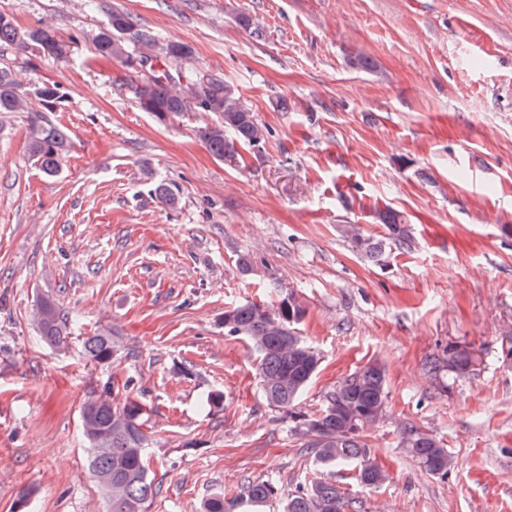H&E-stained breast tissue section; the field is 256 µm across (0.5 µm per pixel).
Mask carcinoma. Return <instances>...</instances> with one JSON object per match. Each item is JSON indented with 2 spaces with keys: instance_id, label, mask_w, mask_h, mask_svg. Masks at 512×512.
I'll use <instances>...</instances> for the list:
<instances>
[{
  "instance_id": "1",
  "label": "carcinoma",
  "mask_w": 512,
  "mask_h": 512,
  "mask_svg": "<svg viewBox=\"0 0 512 512\" xmlns=\"http://www.w3.org/2000/svg\"><path fill=\"white\" fill-rule=\"evenodd\" d=\"M95 53L107 59L149 68V75L135 85L139 108L161 123L182 114L194 104L205 112L219 116V123L208 128L203 141L208 151L219 160L233 161L238 145L260 146L267 130L254 118L242 96L229 83L184 79L182 74L154 69L158 58L179 62L192 57L193 49L185 43H158L154 34L143 29L138 17L123 11L109 14L107 24L94 38ZM28 50L54 48L63 53L64 43L51 26L22 29L10 15L0 13V48ZM38 100L43 111L52 112L61 101L57 85L43 84L32 93L22 92L12 78L10 68L0 67V112L28 114L30 132L27 151L40 171L56 176L70 148L64 128L49 121L42 111L31 107ZM385 236L375 238L364 233L357 224H344L340 232L351 249L377 265L385 262L392 247L411 241L410 228L403 216L393 210L378 213ZM305 314L302 305L290 297L277 306L243 304L224 311V331L252 342L257 353V374L268 405L288 412L302 433L311 437L309 447L315 459L325 466L359 462L358 481L365 486H379L388 474L370 460L362 433L382 416L386 400L385 369L368 364L341 381L330 392L321 411L314 415L295 412L296 402L318 369L320 358L294 326ZM33 321L43 341L56 349H66L70 341L69 315L49 298L38 301ZM119 340L112 331L102 329L81 339L84 357L90 362L104 363L112 359ZM469 351L455 347L448 363L431 362L438 374L448 369L458 376L471 367ZM144 406L128 395L119 397L115 388L106 387L92 393L81 406L82 426L90 446L89 470L107 494L110 512H145L148 501L160 493V487L149 476L144 453L146 436L142 430ZM402 444L421 468L430 475L446 476L455 468L454 459L433 435L414 427L402 432ZM277 489L269 481L252 482L245 497L253 503H264ZM237 503L222 496L210 498L205 512H234ZM350 501L335 484L319 481L310 490L288 496L284 512H348Z\"/></svg>"
}]
</instances>
